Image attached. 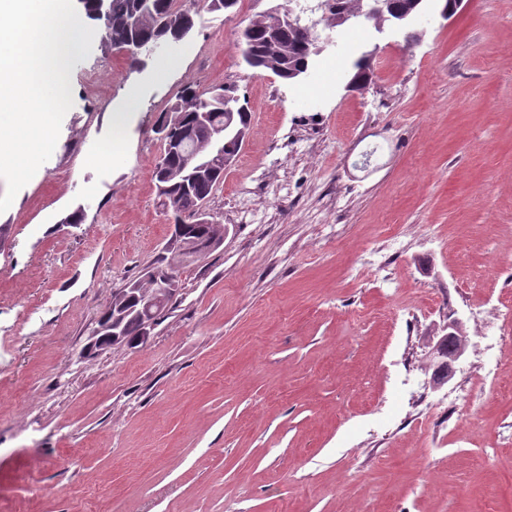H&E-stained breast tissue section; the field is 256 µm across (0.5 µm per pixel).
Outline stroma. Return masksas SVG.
I'll use <instances>...</instances> for the list:
<instances>
[{"label":"stroma","instance_id":"obj_1","mask_svg":"<svg viewBox=\"0 0 512 512\" xmlns=\"http://www.w3.org/2000/svg\"><path fill=\"white\" fill-rule=\"evenodd\" d=\"M287 3L198 0L138 67L98 39L73 62L54 152L0 213V512H512V0L363 28L289 84L235 46ZM227 82L251 127L208 203L222 246L146 343L83 356L172 257L160 112ZM451 319L470 343L434 390ZM373 80L371 56L364 52L356 57L351 64L350 77L345 86L348 91H365ZM138 285L136 283H129L125 288H122L118 296L113 299L108 305L109 311L112 312V319L104 326H98L90 338V342L86 347L89 353L104 350L120 341L123 331V320L125 316L133 309L126 308L125 297L136 293ZM105 332L104 336L101 334Z\"/></svg>","mask_w":512,"mask_h":512}]
</instances>
